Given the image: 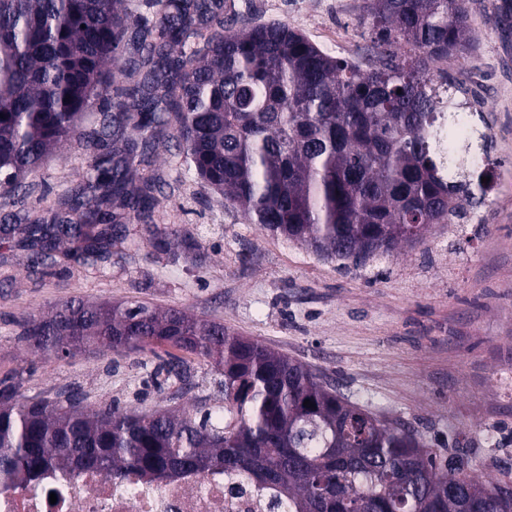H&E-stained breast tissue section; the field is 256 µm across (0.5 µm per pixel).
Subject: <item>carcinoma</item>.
<instances>
[{"label":"carcinoma","mask_w":512,"mask_h":512,"mask_svg":"<svg viewBox=\"0 0 512 512\" xmlns=\"http://www.w3.org/2000/svg\"><path fill=\"white\" fill-rule=\"evenodd\" d=\"M0 0V186L4 215L36 271L61 243L112 259L124 225H153L163 140L252 223L319 256L365 265L458 224L484 200L494 164L466 93L434 65L474 44L467 0H372L378 43L335 57L284 23L237 17L232 0ZM506 35L512 0L487 19ZM100 102L96 125L84 112ZM84 138L93 162L49 208L25 180L51 150ZM198 249L160 231L155 247ZM41 355L168 345L213 365L222 398L202 414L123 412L0 390V484L96 468L149 484L216 470L276 490L283 512H512V484L441 458L420 435L341 398L301 362L181 309L67 301L22 324ZM315 404L304 406L305 400Z\"/></svg>","instance_id":"cac0c4a2"}]
</instances>
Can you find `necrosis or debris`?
<instances>
[{"label":"necrosis or debris","mask_w":512,"mask_h":512,"mask_svg":"<svg viewBox=\"0 0 512 512\" xmlns=\"http://www.w3.org/2000/svg\"><path fill=\"white\" fill-rule=\"evenodd\" d=\"M220 472L192 471L163 484L100 470L50 472L22 488L0 486V512H276L274 490L245 485Z\"/></svg>","instance_id":"1"}]
</instances>
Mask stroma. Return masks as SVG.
<instances>
[{
    "instance_id": "1",
    "label": "stroma",
    "mask_w": 512,
    "mask_h": 512,
    "mask_svg": "<svg viewBox=\"0 0 512 512\" xmlns=\"http://www.w3.org/2000/svg\"><path fill=\"white\" fill-rule=\"evenodd\" d=\"M368 0H235L258 23L284 22L331 55L371 50L358 19ZM474 49L445 62L469 89L496 164L484 204L456 231L433 225L394 257L343 266L250 223L223 196L181 174L173 144L154 165L165 184L157 224L200 248L189 256L152 246L141 225L109 261L64 254L30 271L24 250L0 246V388L31 398L75 390L86 403L123 411L198 410L217 395L215 371L185 356L184 378L160 372L152 351L44 359L21 337L23 321L78 298L186 309L309 366L345 400L411 425L440 456L465 449L478 473L512 479V40L483 24L492 0H468ZM93 156L81 139L47 156L29 180L41 213L78 180Z\"/></svg>"
}]
</instances>
